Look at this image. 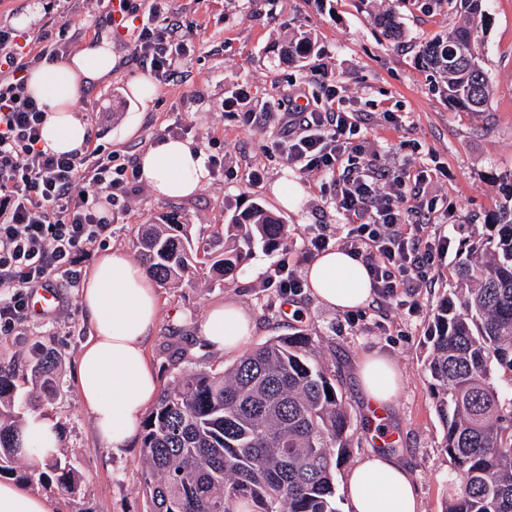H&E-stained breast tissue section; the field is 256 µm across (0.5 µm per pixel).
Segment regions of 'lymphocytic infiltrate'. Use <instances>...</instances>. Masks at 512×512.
<instances>
[{"mask_svg": "<svg viewBox=\"0 0 512 512\" xmlns=\"http://www.w3.org/2000/svg\"><path fill=\"white\" fill-rule=\"evenodd\" d=\"M134 57L161 84L178 79L191 52L184 23L168 0H149L132 31ZM24 34L0 26V333L28 319L27 294L34 288L79 289L77 258L106 247L112 209L139 189L136 160L100 146L58 153L43 140L45 112L27 91L32 62L57 59L54 44L29 53ZM322 101L308 103L306 88L284 113L277 151L300 172L331 177L333 204L348 227L343 249L368 268L376 299L399 289L428 287L451 241L433 233L437 205L425 196L430 173L406 162L381 188L377 172L353 160L361 132L359 113L336 104L335 78L315 75Z\"/></svg>", "mask_w": 512, "mask_h": 512, "instance_id": "obj_1", "label": "lymphocytic infiltrate"}]
</instances>
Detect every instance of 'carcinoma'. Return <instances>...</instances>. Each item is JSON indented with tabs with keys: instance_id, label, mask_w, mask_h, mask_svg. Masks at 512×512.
Returning <instances> with one entry per match:
<instances>
[{
	"instance_id": "1",
	"label": "carcinoma",
	"mask_w": 512,
	"mask_h": 512,
	"mask_svg": "<svg viewBox=\"0 0 512 512\" xmlns=\"http://www.w3.org/2000/svg\"><path fill=\"white\" fill-rule=\"evenodd\" d=\"M466 24L424 45L422 64L462 112H482L491 88L476 45L486 32L485 0H447ZM493 222L470 240L454 288L437 305L426 336L444 450L453 464L441 512H512V394L494 381L512 373V189ZM284 225L258 204L234 216L212 267L233 272L259 243L279 249ZM140 260L158 283L191 268L186 224H141ZM315 340L277 336L223 368L179 373L144 418L141 476L148 512H340L336 471L352 417ZM61 350L35 342L25 361L0 362V476L51 482L74 495L79 476L53 456L38 475L19 471L27 417L22 397L49 401L60 387ZM332 395H327V392Z\"/></svg>"
}]
</instances>
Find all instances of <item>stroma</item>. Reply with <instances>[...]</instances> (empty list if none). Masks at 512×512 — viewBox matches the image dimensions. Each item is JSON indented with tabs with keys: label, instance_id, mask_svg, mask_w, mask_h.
Returning <instances> with one entry per match:
<instances>
[{
	"label": "stroma",
	"instance_id": "stroma-1",
	"mask_svg": "<svg viewBox=\"0 0 512 512\" xmlns=\"http://www.w3.org/2000/svg\"><path fill=\"white\" fill-rule=\"evenodd\" d=\"M392 4L401 31L388 37L374 18ZM172 5L191 25L192 59L185 80L155 86L144 104L128 86L142 73L130 43L112 35L85 0H0V25L25 32L33 49H40L48 35L63 58L90 43L111 46L117 59L111 78L82 90L73 105L93 144L138 156L163 140H185L203 154L218 155L235 174L231 180L210 176L180 199L158 198L141 186L125 212L116 214L111 246L136 258V226L162 218L189 225L193 241L204 245L234 212L257 202L285 224L283 245L299 258L300 269H307L300 259L307 236L322 227L335 231L344 218L330 200V178L299 173L279 152L269 151L283 126L267 106L287 99L323 71L334 75L343 108L367 118L358 139L359 163L390 172L408 160L437 170L426 194L452 202L455 212L438 216L433 226L451 238L453 249L412 306L372 302L348 314L304 291L294 299L300 317L285 318L286 298L268 283L278 254L259 247L227 277L203 269L178 285L158 287L161 318L149 356L161 384L184 370L232 363V356L202 350L189 338L214 303L231 300L248 310L255 321L254 347L274 336L306 333L332 370L352 416L337 480H344L346 469L363 455L381 449L386 436L411 470L422 512H441L453 467L423 370V342L434 308L453 286L456 262L503 204L502 187L512 178V0L485 2L489 27L480 55L492 96L485 111L477 113L450 108L419 60L424 42L463 23L440 0H173ZM303 32L311 35L316 50L306 59L289 60L286 46ZM243 89L249 98L241 103L237 97ZM392 114L400 116L401 125L389 122ZM255 169L263 174L256 187L249 183ZM282 180L298 189L295 204L287 207L273 191ZM56 294L50 316L34 315L32 322L0 335L1 362L23 361L38 339L62 351L61 386L43 411L61 430L60 448L79 474V491L69 496L36 485L30 491L48 498L53 512H147L140 448L121 453L103 448L75 389V362L88 337L80 295L67 288ZM374 352L390 359L399 373L398 393L378 422L355 372L360 358Z\"/></svg>",
	"mask_w": 512,
	"mask_h": 512
}]
</instances>
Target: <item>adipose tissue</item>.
Masks as SVG:
<instances>
[{"mask_svg":"<svg viewBox=\"0 0 512 512\" xmlns=\"http://www.w3.org/2000/svg\"><path fill=\"white\" fill-rule=\"evenodd\" d=\"M115 64L111 49L91 44L64 60L31 70L27 90L46 112L42 136L58 152L81 148L87 127L74 114L80 88L107 79ZM143 182L159 198L185 197L208 177L200 150L190 142L168 139L139 158ZM312 297L331 309L347 312L366 306L373 290L367 267L339 249L320 254L306 271ZM83 314L90 326L78 353L75 384L89 412L99 442L114 452L132 448L139 422L159 390L158 374L148 348L160 318L161 303L151 279L120 249L103 252L81 290ZM253 321L240 304L211 306L199 321L195 339L218 354L239 352L250 342ZM358 377L372 406L391 407L396 392L393 365L368 355L357 364ZM34 449L30 470H42L59 446V430L48 417L27 421ZM346 495L351 512H421L413 477L397 457L375 452L348 471Z\"/></svg>","mask_w":512,"mask_h":512,"instance_id":"obj_1","label":"adipose tissue"}]
</instances>
